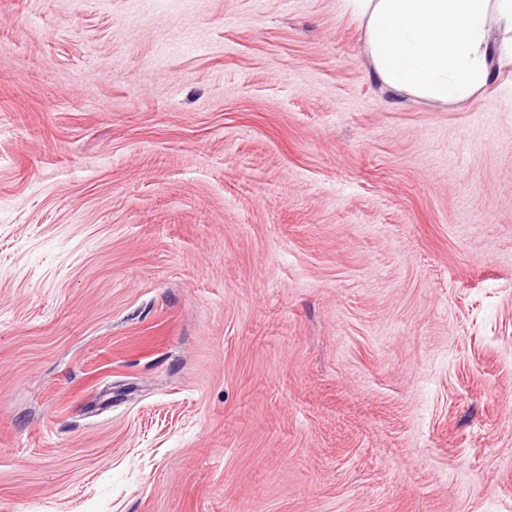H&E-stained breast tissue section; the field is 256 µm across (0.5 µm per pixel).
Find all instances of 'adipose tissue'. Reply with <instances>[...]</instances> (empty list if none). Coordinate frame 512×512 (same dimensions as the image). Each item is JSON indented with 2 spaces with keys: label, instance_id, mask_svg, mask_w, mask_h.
I'll use <instances>...</instances> for the list:
<instances>
[{
  "label": "adipose tissue",
  "instance_id": "adipose-tissue-1",
  "mask_svg": "<svg viewBox=\"0 0 512 512\" xmlns=\"http://www.w3.org/2000/svg\"><path fill=\"white\" fill-rule=\"evenodd\" d=\"M364 27L375 78L391 96L458 101L488 84V23L512 39V0H338Z\"/></svg>",
  "mask_w": 512,
  "mask_h": 512
}]
</instances>
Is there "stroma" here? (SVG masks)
<instances>
[{
	"label": "stroma",
	"mask_w": 512,
	"mask_h": 512,
	"mask_svg": "<svg viewBox=\"0 0 512 512\" xmlns=\"http://www.w3.org/2000/svg\"><path fill=\"white\" fill-rule=\"evenodd\" d=\"M0 512H512V62L395 98L337 0H0Z\"/></svg>",
	"instance_id": "stroma-1"
}]
</instances>
